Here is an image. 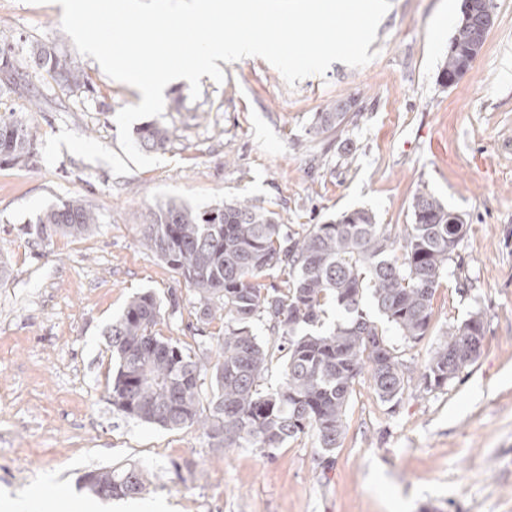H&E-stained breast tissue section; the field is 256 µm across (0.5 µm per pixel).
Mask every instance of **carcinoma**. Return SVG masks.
I'll list each match as a JSON object with an SVG mask.
<instances>
[{
    "label": "carcinoma",
    "mask_w": 512,
    "mask_h": 512,
    "mask_svg": "<svg viewBox=\"0 0 512 512\" xmlns=\"http://www.w3.org/2000/svg\"><path fill=\"white\" fill-rule=\"evenodd\" d=\"M483 41L479 28L459 19L448 44L439 82L461 73L471 51ZM32 62L59 83L79 86L83 74L65 56L38 45ZM28 91L26 74L11 50L0 48V93ZM348 113L330 107L315 114L316 135L338 132ZM167 128L139 129L140 146L161 149ZM35 134L19 119L0 115V163L25 162ZM412 223L398 230L379 224L373 211L347 210L336 218L293 230L278 213L247 199L197 210L168 201L150 211L143 225L149 247L189 287L196 323L222 322L216 336H194L193 343L162 336L156 326L165 308L153 293L137 294L112 320L108 336L116 370L112 406L146 424L167 430L198 427L215 453L260 448L271 455L288 440L313 432L321 457L339 447L352 386L369 369L379 397L391 403L403 395L407 379L385 329L364 309L399 335L420 341L432 320V299L448 261L466 233L464 221L427 189L411 201ZM98 218L78 199L45 209L36 230L46 240L57 233L80 238ZM277 272L280 281L260 284L259 275ZM265 327L276 344L282 380L264 383L274 354L255 333ZM424 364L421 380L441 388L478 355L484 337L480 313L452 327ZM210 382H205V379ZM112 489L82 487L98 497L142 494L151 473L138 465L102 467Z\"/></svg>",
    "instance_id": "cac0c4a2"
}]
</instances>
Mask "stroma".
<instances>
[{
  "label": "stroma",
  "instance_id": "1",
  "mask_svg": "<svg viewBox=\"0 0 512 512\" xmlns=\"http://www.w3.org/2000/svg\"><path fill=\"white\" fill-rule=\"evenodd\" d=\"M461 0H392L354 68L288 86L259 57L222 63L223 82L168 87L157 122L170 130L160 164L139 169L119 145L116 115L139 102L127 84L81 55L61 27L56 0H0V46L27 59L42 44L72 59L85 85L27 69L29 95L0 94V112L33 127L32 156L0 164V500L39 489L93 499L79 478L135 462L154 479L138 495L157 512H512V0H493L495 22L455 85L440 66ZM351 104L342 131L312 135L316 112ZM428 187L461 214L466 234L432 300L424 339L387 330L409 384L382 402L367 378L353 386L344 434L327 468L313 433L274 456L256 448L211 452L196 428L169 431L112 405L107 332L143 291L177 293L162 336L188 340L190 294L147 246L143 226L173 199L219 207L249 199L285 224H322L354 208L407 224ZM78 199L99 217L83 237L23 234L49 205ZM480 313L475 360L444 387L420 371L449 328Z\"/></svg>",
  "mask_w": 512,
  "mask_h": 512
}]
</instances>
